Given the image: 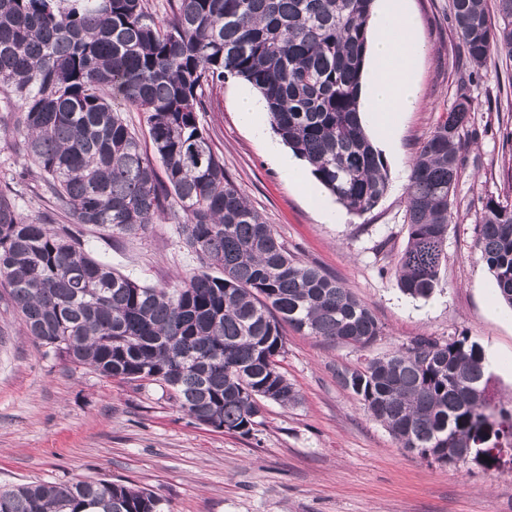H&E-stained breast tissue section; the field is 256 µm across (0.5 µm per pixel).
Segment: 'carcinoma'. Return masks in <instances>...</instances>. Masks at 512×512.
I'll list each match as a JSON object with an SVG mask.
<instances>
[{
    "instance_id": "1",
    "label": "carcinoma",
    "mask_w": 512,
    "mask_h": 512,
    "mask_svg": "<svg viewBox=\"0 0 512 512\" xmlns=\"http://www.w3.org/2000/svg\"><path fill=\"white\" fill-rule=\"evenodd\" d=\"M373 3L169 0L159 20L147 0H0V87L50 209L110 236L178 218L202 263L173 291L140 284L0 190V285L28 334L102 377L157 383L197 422L243 436L264 403L299 402L280 367L283 325L359 351L384 335L349 288L288 253L198 120L204 89L248 82L313 176L348 212L372 210L387 190L358 111ZM451 14L473 66L512 55V0L493 15L485 0H451ZM117 100L142 113L152 151ZM470 120L462 96L411 168L396 269L414 298L439 287ZM476 245L512 309V198L486 199ZM484 361L467 336H418L338 376L400 448L443 466L458 465L448 449L466 448L463 462L491 468L494 448H512V405L487 393ZM0 512H161V499L91 477L0 486Z\"/></svg>"
}]
</instances>
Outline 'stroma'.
Returning a JSON list of instances; mask_svg holds the SVG:
<instances>
[{
	"label": "stroma",
	"mask_w": 512,
	"mask_h": 512,
	"mask_svg": "<svg viewBox=\"0 0 512 512\" xmlns=\"http://www.w3.org/2000/svg\"><path fill=\"white\" fill-rule=\"evenodd\" d=\"M451 0H408L426 47L418 96L381 148L388 187L363 215L333 210L327 223L241 122L231 102L247 82L228 79L208 93L201 126L224 170L303 264L335 277L381 321L385 334L370 352L331 345L286 329L280 362L300 401L266 403L248 437L200 424L155 384L101 377L48 352L26 332L8 289L0 287V486L106 477L147 488L163 512H512V463L485 469L442 466L399 447L341 386L337 369L367 354L392 352L415 336H469L494 355L491 386L512 397V319L475 247L483 199L512 195V57L488 59L467 84ZM474 107L465 162L448 228L440 286L427 299L403 294L396 261L405 248L408 178L423 142L459 95ZM0 107V189L21 211L43 215L35 173L20 174L12 127ZM84 248L116 271L155 287H177L198 268L177 220L146 235L105 238L76 229Z\"/></svg>",
	"instance_id": "stroma-1"
}]
</instances>
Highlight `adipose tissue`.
<instances>
[{
	"label": "adipose tissue",
	"mask_w": 512,
	"mask_h": 512,
	"mask_svg": "<svg viewBox=\"0 0 512 512\" xmlns=\"http://www.w3.org/2000/svg\"><path fill=\"white\" fill-rule=\"evenodd\" d=\"M370 25L373 36L360 93L361 111L384 144L415 105L425 46L404 0H375Z\"/></svg>",
	"instance_id": "adipose-tissue-1"
}]
</instances>
